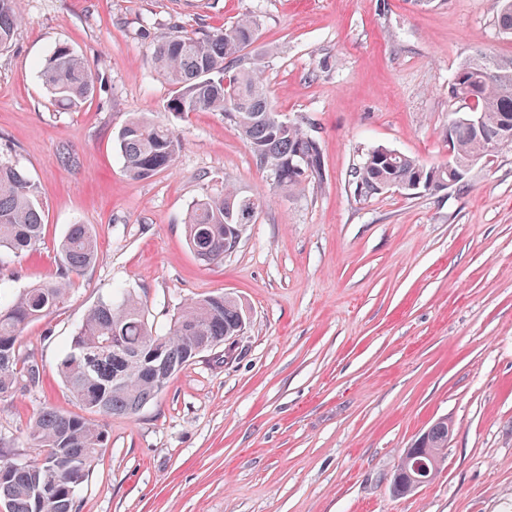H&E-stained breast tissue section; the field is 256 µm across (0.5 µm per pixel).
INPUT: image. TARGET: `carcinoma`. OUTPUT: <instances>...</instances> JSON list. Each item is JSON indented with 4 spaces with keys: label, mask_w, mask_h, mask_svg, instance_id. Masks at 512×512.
I'll use <instances>...</instances> for the list:
<instances>
[{
    "label": "carcinoma",
    "mask_w": 512,
    "mask_h": 512,
    "mask_svg": "<svg viewBox=\"0 0 512 512\" xmlns=\"http://www.w3.org/2000/svg\"><path fill=\"white\" fill-rule=\"evenodd\" d=\"M21 20L18 0H0V49L12 41ZM499 32L512 38V0H497ZM257 16L245 15L199 36L174 30L153 51V63L169 82L170 112H221L246 141L257 165L273 178V188L291 193L320 177L315 139L299 124L280 119L273 111L261 59H246L244 50L257 39ZM39 78L55 102L76 108L91 93V78L82 59L59 45L45 59ZM450 97L467 105L483 120L479 131L468 118L448 124L455 157L467 163L492 157L483 132H494L512 122V61L490 56L467 59L456 70L448 88ZM120 157L132 179H146L173 166L183 148L182 139L165 124L145 116L131 118L117 138ZM387 149H372L354 171L352 185L360 196H372L393 180L432 177L448 180L445 166L423 165L398 153L385 162ZM40 191L14 168L0 164V267L37 252L44 242ZM265 199L236 187L196 201L185 221L186 239L196 258L207 265L224 262L243 233L262 210ZM98 258L97 238L88 224L69 225L58 245L56 272L18 291L0 306V400L17 386L39 387L43 368L20 351L19 338L31 322L64 303L71 277ZM247 323L243 304L228 294L210 295L187 303L169 331H153L144 305L129 292L100 301L90 309L63 347L58 372L85 414L43 408L28 428L38 457L1 475L0 509L3 512H76L80 486L73 469L88 476L107 443V420L132 417L153 400L173 375L199 354L240 335ZM419 459L424 471L399 461L392 488L399 495L415 490L418 480L431 482L448 448V420L434 422L422 433ZM57 487L45 490L48 472Z\"/></svg>",
    "instance_id": "1"
}]
</instances>
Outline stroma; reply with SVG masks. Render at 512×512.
<instances>
[{
	"label": "stroma",
	"instance_id": "35a3bbf8",
	"mask_svg": "<svg viewBox=\"0 0 512 512\" xmlns=\"http://www.w3.org/2000/svg\"><path fill=\"white\" fill-rule=\"evenodd\" d=\"M0 51V160L41 192L40 254L0 269L6 293L56 271L68 225H90L98 259L68 301L30 323L43 383L0 401V461L32 460L46 407L80 413L58 376L87 311L124 288L166 332L185 303L228 293L249 323L200 354L136 416L112 417L76 512H512V150L465 183L371 197L351 174L374 147L448 160L460 109L448 87L476 52L512 58L495 0H19ZM256 15L270 100L306 127L322 176L275 192L219 112L167 109L152 52L172 26L200 34ZM64 44L93 93L50 100L39 63ZM185 146L131 179L115 149L135 113ZM233 185L266 197L223 263L197 260L184 219ZM451 429L436 479L392 492L397 463L437 419Z\"/></svg>",
	"mask_w": 512,
	"mask_h": 512
}]
</instances>
